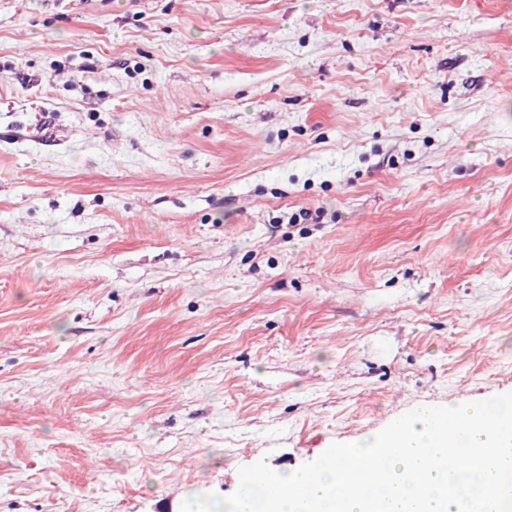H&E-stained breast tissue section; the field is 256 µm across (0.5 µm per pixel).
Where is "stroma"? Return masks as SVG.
<instances>
[{
    "label": "stroma",
    "mask_w": 512,
    "mask_h": 512,
    "mask_svg": "<svg viewBox=\"0 0 512 512\" xmlns=\"http://www.w3.org/2000/svg\"><path fill=\"white\" fill-rule=\"evenodd\" d=\"M507 392L512 0H0V512Z\"/></svg>",
    "instance_id": "1"
}]
</instances>
